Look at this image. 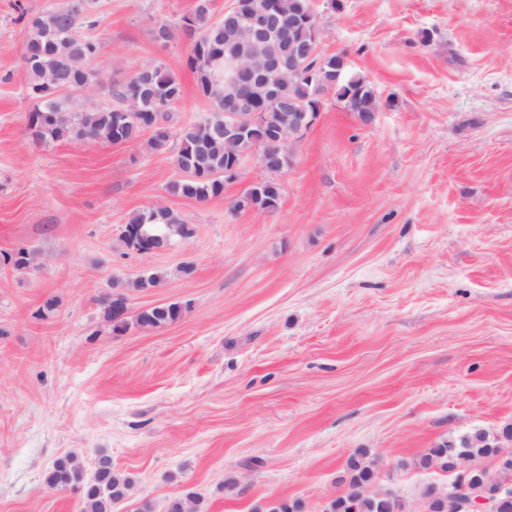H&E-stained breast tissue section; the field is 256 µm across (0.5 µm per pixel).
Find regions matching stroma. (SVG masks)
Returning a JSON list of instances; mask_svg holds the SVG:
<instances>
[{
  "instance_id": "35a3bbf8",
  "label": "stroma",
  "mask_w": 512,
  "mask_h": 512,
  "mask_svg": "<svg viewBox=\"0 0 512 512\" xmlns=\"http://www.w3.org/2000/svg\"><path fill=\"white\" fill-rule=\"evenodd\" d=\"M49 2L0 0V512H81L44 476L68 454L93 471L101 450L134 479L114 512H167L190 493L199 512H322L360 455L374 487L418 512L455 475L417 458L512 427V0H314L321 54L366 77L381 107L367 125L325 96L273 213L230 208L267 177L254 155L197 202L167 191L173 152L33 140L18 17ZM194 5L94 8V68L175 73L178 128L210 104L190 39L153 29ZM154 205L195 233L136 253L124 228ZM20 249L35 257L24 270L8 260ZM147 271L165 280L131 293L132 310L186 314L113 332L99 298Z\"/></svg>"
}]
</instances>
